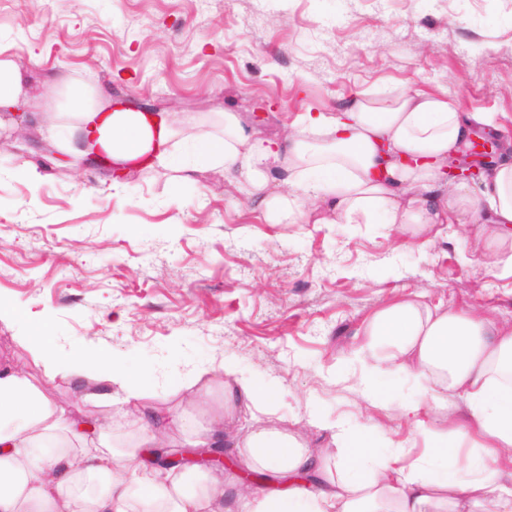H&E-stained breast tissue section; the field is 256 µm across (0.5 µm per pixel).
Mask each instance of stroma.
<instances>
[{"label":"stroma","instance_id":"1","mask_svg":"<svg viewBox=\"0 0 512 512\" xmlns=\"http://www.w3.org/2000/svg\"><path fill=\"white\" fill-rule=\"evenodd\" d=\"M0 43L42 89L74 86L193 113L220 112L247 131L283 137L298 116L333 114L361 96L447 92L512 137V0H0ZM41 124L29 143L0 144V364L49 383L64 405L101 391L90 379L46 381L24 337L73 356L104 353L156 385L151 404L206 418L229 361L267 397L239 407L224 446L277 430L336 457L333 433L370 434L377 451L421 454L423 430L448 433V413L407 377L362 397L350 360L371 315L393 299L475 309L512 328V278L493 276L484 242L440 225L434 244L386 224L270 220L245 188L203 168L61 165ZM213 366L202 400L177 383ZM422 403L420 419L402 412ZM320 426H313V419Z\"/></svg>","mask_w":512,"mask_h":512}]
</instances>
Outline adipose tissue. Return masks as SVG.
<instances>
[{
  "mask_svg": "<svg viewBox=\"0 0 512 512\" xmlns=\"http://www.w3.org/2000/svg\"><path fill=\"white\" fill-rule=\"evenodd\" d=\"M36 87L9 47L0 46V110L26 107ZM77 105L58 113L49 138L64 154H105L117 172L168 167L190 180L199 165L219 167L227 183L245 185L260 204L289 223L329 219L387 224L425 234L439 224L477 228L500 277H512V158L502 157L479 184H445L441 168L465 150L491 117L462 111L444 94L403 92L386 101L359 98L326 115L307 114L303 128L281 139L246 132L238 113L223 115L221 133L202 132L195 115L151 116L95 91L74 92ZM314 141H307V134ZM413 164H405V157ZM24 342L47 379L63 375L105 384L96 402L118 388L142 430L117 450L110 430L89 426L79 410L59 405L46 387L0 367V512H222L224 479L136 468L142 449L169 429L187 432L181 412L150 409L147 377L114 357L71 358L43 337ZM363 392L405 375L432 398H463L453 429L457 444L436 441L429 458L406 463V449L371 452L368 436L352 440L354 466L331 470L288 434L259 431L245 443L249 468L286 477L282 489L238 496V512H512V328L475 312L431 308L417 296L378 310L352 352ZM223 404L197 431L198 443H221L225 412L260 407L262 392L231 365Z\"/></svg>",
  "mask_w": 512,
  "mask_h": 512,
  "instance_id": "ef3b65f1",
  "label": "adipose tissue"
}]
</instances>
